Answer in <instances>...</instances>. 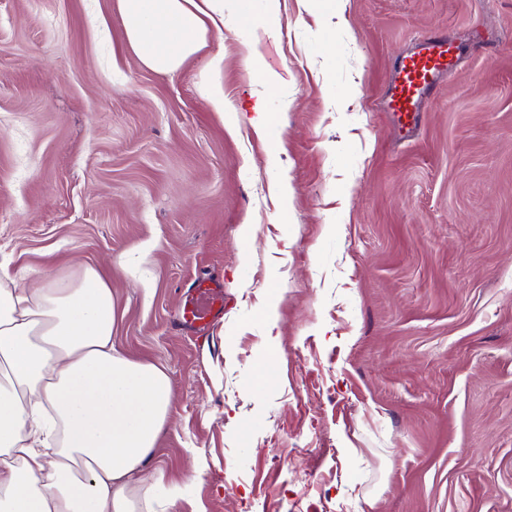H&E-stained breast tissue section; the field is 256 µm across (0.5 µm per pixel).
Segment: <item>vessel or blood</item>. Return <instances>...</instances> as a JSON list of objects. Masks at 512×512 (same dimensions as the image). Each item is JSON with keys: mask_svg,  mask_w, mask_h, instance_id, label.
<instances>
[{"mask_svg": "<svg viewBox=\"0 0 512 512\" xmlns=\"http://www.w3.org/2000/svg\"><path fill=\"white\" fill-rule=\"evenodd\" d=\"M460 63L461 56L444 31L420 35L414 48L399 57L393 66L386 105L388 111L396 113L402 133L413 132L420 112ZM223 315L221 283L201 278L182 297L176 322L193 337L204 338Z\"/></svg>", "mask_w": 512, "mask_h": 512, "instance_id": "vessel-or-blood-1", "label": "vessel or blood"}]
</instances>
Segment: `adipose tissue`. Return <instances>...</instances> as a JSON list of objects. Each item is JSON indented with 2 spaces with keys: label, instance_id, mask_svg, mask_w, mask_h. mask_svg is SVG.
Returning a JSON list of instances; mask_svg holds the SVG:
<instances>
[{
  "label": "adipose tissue",
  "instance_id": "adipose-tissue-1",
  "mask_svg": "<svg viewBox=\"0 0 512 512\" xmlns=\"http://www.w3.org/2000/svg\"><path fill=\"white\" fill-rule=\"evenodd\" d=\"M143 65L179 70L224 30V0H116ZM0 277V512H176L145 474L169 420L166 372L119 351L101 267Z\"/></svg>",
  "mask_w": 512,
  "mask_h": 512
}]
</instances>
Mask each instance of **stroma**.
Instances as JSON below:
<instances>
[{"label": "stroma", "instance_id": "obj_1", "mask_svg": "<svg viewBox=\"0 0 512 512\" xmlns=\"http://www.w3.org/2000/svg\"><path fill=\"white\" fill-rule=\"evenodd\" d=\"M434 30L495 52L405 138L391 70ZM508 37L512 0H224L223 39L160 73L115 0H0V264L125 258L114 342L170 378L149 467L178 512H512ZM224 67L223 53H217L212 56L208 63V70L202 75V90L204 96L215 112L224 110V89L217 81L216 76ZM224 315V293L218 280L197 279L182 297L176 318L178 327L196 338H207Z\"/></svg>", "mask_w": 512, "mask_h": 512}]
</instances>
